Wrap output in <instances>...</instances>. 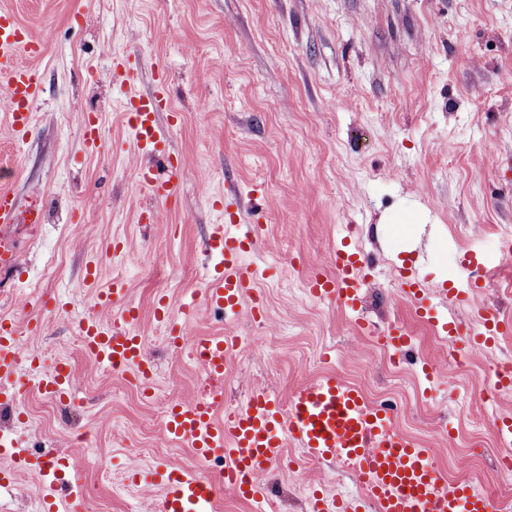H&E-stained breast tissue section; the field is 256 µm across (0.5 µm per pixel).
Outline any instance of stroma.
<instances>
[{"label":"stroma","instance_id":"1","mask_svg":"<svg viewBox=\"0 0 512 512\" xmlns=\"http://www.w3.org/2000/svg\"><path fill=\"white\" fill-rule=\"evenodd\" d=\"M44 43L33 62L43 93L29 136L15 144L0 123V188L11 191L21 268L0 275V316L34 317L22 333L17 408L0 404V439L73 463L56 486L60 508L77 512H158L160 485L129 479L131 468L167 464L218 476L187 443L165 432L170 404L194 399L206 376L188 348L174 347L155 316L166 295L173 317L206 286L205 242L235 195L263 224L248 261L264 267L257 314L210 308L185 336L236 332L242 351L224 375V409L258 387L281 399L323 372L357 386L368 400L391 401L398 431L434 451L442 475L492 493L502 440L472 420L462 396L488 388L512 358V335L454 365L436 331L396 286L411 271L429 288L464 274L471 254L496 257L512 242V0H0ZM126 66L129 80L112 77ZM132 93L152 95L172 162L185 172L176 202L156 223L136 181L143 161L126 123ZM102 144L89 149L84 119ZM47 208L39 230L28 209ZM411 215L410 234L396 217ZM366 255L373 277L363 303L369 327L394 320L410 337L395 366L354 314L314 300L302 261L331 272L341 238ZM124 243L114 257L107 245ZM98 260L102 284L126 282L140 310L137 330L154 368L152 392L130 373L84 353L76 320L110 323L120 307H94L84 295L86 265ZM72 370L71 391L41 393V370ZM455 369L457 390L428 386L423 363ZM262 501L221 490L222 512H308L312 484L358 497L333 461L273 468L260 477ZM45 485L34 472L0 484V512H43Z\"/></svg>","mask_w":512,"mask_h":512}]
</instances>
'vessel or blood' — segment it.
I'll return each instance as SVG.
<instances>
[{
	"label": "vessel or blood",
	"instance_id": "obj_1",
	"mask_svg": "<svg viewBox=\"0 0 512 512\" xmlns=\"http://www.w3.org/2000/svg\"><path fill=\"white\" fill-rule=\"evenodd\" d=\"M42 40L32 30L19 26L9 10L0 8V112L14 138H23L32 126L33 104L39 93V78L27 57L39 56ZM126 118L135 135L138 150L145 155L163 153L166 142L159 132L158 114L149 101H129ZM136 179L156 204L176 198L182 184V171L171 166L156 172L142 165ZM242 212H235L230 223L213 225L207 240L210 253L223 257L224 266L214 269L203 292L206 306L235 311L252 297L259 279L258 268L243 264L240 255L246 235L240 227ZM333 273L308 277L313 297L333 299L353 313H360L361 301L370 275L359 251L348 245L333 254ZM403 297L422 317H430L433 306L423 282L401 273L398 278ZM83 286L96 306L107 308L116 302L124 307L119 321L103 325L86 316L77 321L85 353L116 371L134 370L150 377L152 368L135 331L138 308L126 304V290L120 280L104 286L97 268H89ZM476 321L487 334L512 331V321L502 318L495 308L475 311ZM37 320L19 323L0 317V396L14 397L21 357L17 337L22 329H37ZM380 344L401 352L407 347L406 330L393 325L378 332ZM193 348L202 359V368L211 383L205 393L192 401L173 404L165 430L169 437L186 442L200 463L215 459L224 462V484L247 498H260L264 489L257 482L262 473L280 462L285 441H292L304 461L336 460L354 474L365 495L353 505L336 497L312 496L310 512H501L500 502L476 491L463 479L447 480L436 468L429 449L405 439L393 425L392 413L370 404L355 386L333 373H324L293 391L289 402H282L264 389L253 390L239 409L217 419L224 406L220 385L229 362L236 358L239 340L233 334L201 336ZM71 383L67 364H57L38 380L39 390L49 396L66 392ZM16 468H38L42 473L57 472L66 466L64 458L42 459L25 450L13 452ZM164 494L160 512H218L211 479L189 474L165 465L160 472Z\"/></svg>",
	"mask_w": 512,
	"mask_h": 512
}]
</instances>
